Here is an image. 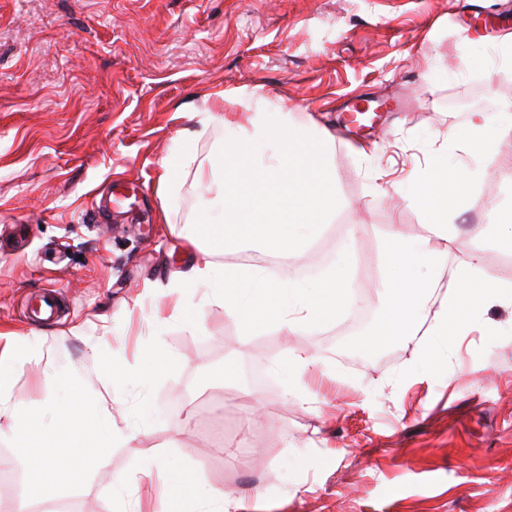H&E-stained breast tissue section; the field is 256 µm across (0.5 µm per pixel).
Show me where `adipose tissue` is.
<instances>
[{
  "instance_id": "adipose-tissue-1",
  "label": "adipose tissue",
  "mask_w": 512,
  "mask_h": 512,
  "mask_svg": "<svg viewBox=\"0 0 512 512\" xmlns=\"http://www.w3.org/2000/svg\"><path fill=\"white\" fill-rule=\"evenodd\" d=\"M228 104L254 107L249 127L227 120ZM213 108L214 120L224 126V141L214 160L199 164L188 153L174 152L162 163L157 181L162 199L188 173L199 186H215L220 192L219 205L196 216L189 226L187 238L198 257L188 271L171 275L166 285L175 310L189 327L198 328L199 308L183 290L203 285L223 303L225 318L246 334L272 324L299 336L308 324L334 320L347 302V245L338 246L327 273L312 280L288 272L271 276L261 267L224 265L214 257L254 246L291 259L315 232L332 223L338 207L331 165L335 135L327 130L314 133L311 125L292 121L284 105L270 104L244 88L215 92ZM476 180V174L453 166L442 150L431 156L424 177L405 183L426 233L409 237L396 224L387 235L382 262L389 274L378 290L382 308L370 330L374 345L422 330L430 336L456 333L463 330L468 315L488 305L512 303V289L499 283L477 253L462 263L453 288H442L432 276L459 247L450 223ZM141 474L148 480L163 476L169 512H184L202 485L197 475L171 471L160 456L148 460Z\"/></svg>"
}]
</instances>
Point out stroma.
I'll return each instance as SVG.
<instances>
[{
  "instance_id": "35a3bbf8",
  "label": "stroma",
  "mask_w": 512,
  "mask_h": 512,
  "mask_svg": "<svg viewBox=\"0 0 512 512\" xmlns=\"http://www.w3.org/2000/svg\"><path fill=\"white\" fill-rule=\"evenodd\" d=\"M506 28L512 0H0V352L40 351L15 396L41 398L67 368L132 433L69 492L79 512L158 503L136 480L157 455L229 492L260 488L244 512H512V306L432 348L369 336L391 226L424 232L398 184L435 152L479 169L454 223L463 236L485 227L437 278L452 286L474 251L512 285V249L488 221L512 211V134L489 159L448 140L472 112L492 131L512 123L498 108L512 68L492 42ZM240 87L336 135L341 209L291 268L319 277L351 241L352 302L300 336L241 335L203 288L186 291L201 309L188 328L155 287L193 263L186 226L215 196L188 178L160 201L161 163L175 150L209 160L224 129L205 122L208 97ZM47 289L61 310L39 320L29 305ZM294 345L318 364L289 388ZM150 351L169 362L148 386L103 369ZM10 438L0 512H16L26 485Z\"/></svg>"
}]
</instances>
